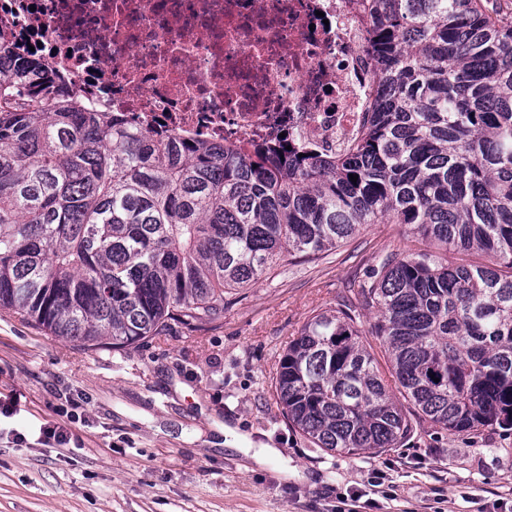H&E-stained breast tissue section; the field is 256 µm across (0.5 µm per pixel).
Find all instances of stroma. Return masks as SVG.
<instances>
[{"mask_svg": "<svg viewBox=\"0 0 512 512\" xmlns=\"http://www.w3.org/2000/svg\"><path fill=\"white\" fill-rule=\"evenodd\" d=\"M420 245L404 225H365L336 252L282 256L225 295L219 320L121 350L0 309V404L17 402L0 417V512H336L376 482L372 512H512V430L427 423L392 451L326 452L274 399L289 339ZM57 427L68 442L48 439Z\"/></svg>", "mask_w": 512, "mask_h": 512, "instance_id": "1", "label": "stroma"}]
</instances>
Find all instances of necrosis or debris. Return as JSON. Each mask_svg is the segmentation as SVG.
Segmentation results:
<instances>
[{
    "instance_id": "necrosis-or-debris-1",
    "label": "necrosis or debris",
    "mask_w": 512,
    "mask_h": 512,
    "mask_svg": "<svg viewBox=\"0 0 512 512\" xmlns=\"http://www.w3.org/2000/svg\"><path fill=\"white\" fill-rule=\"evenodd\" d=\"M371 26L360 0H0L6 45H40L85 111L189 144L338 151L377 90Z\"/></svg>"
}]
</instances>
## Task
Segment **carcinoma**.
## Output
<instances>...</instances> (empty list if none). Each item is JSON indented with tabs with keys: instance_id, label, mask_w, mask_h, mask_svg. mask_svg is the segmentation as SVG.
<instances>
[{
	"instance_id": "obj_1",
	"label": "carcinoma",
	"mask_w": 512,
	"mask_h": 512,
	"mask_svg": "<svg viewBox=\"0 0 512 512\" xmlns=\"http://www.w3.org/2000/svg\"><path fill=\"white\" fill-rule=\"evenodd\" d=\"M361 2L380 92L335 153L129 129L82 111L40 47L0 54V308L118 350L220 318L224 294L286 252L405 224L448 260L391 253L361 307L312 317L277 363L284 417L348 453L393 450L424 422L512 427V0ZM363 309L388 375L360 344Z\"/></svg>"
}]
</instances>
